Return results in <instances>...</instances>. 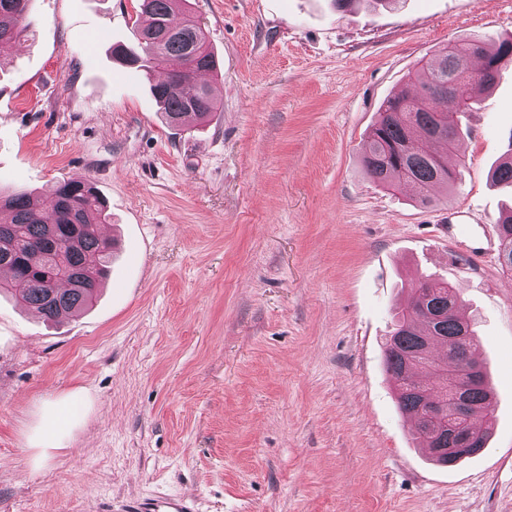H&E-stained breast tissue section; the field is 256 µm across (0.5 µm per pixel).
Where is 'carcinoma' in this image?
Segmentation results:
<instances>
[{
  "label": "carcinoma",
  "mask_w": 512,
  "mask_h": 512,
  "mask_svg": "<svg viewBox=\"0 0 512 512\" xmlns=\"http://www.w3.org/2000/svg\"><path fill=\"white\" fill-rule=\"evenodd\" d=\"M186 2L141 0L147 26L138 30L139 51L121 48L130 63L148 73H163L151 91L170 127L203 121L216 109L211 87L201 81L216 70V60L201 25L186 13ZM31 3L0 0V57L26 31ZM453 46L422 66L414 96L401 91L383 102L362 155L363 169L375 183L387 189L408 183L422 206L436 201L435 190L451 191L454 172L448 158L461 137L460 115L474 109L499 71L512 65V36L461 40ZM172 59L182 63L181 69L165 67ZM492 178L512 189V155L494 169ZM49 193L54 205L48 211L26 195L0 197V268L11 273V280L0 282V290L13 292L24 306L53 320L92 304L107 277L112 241L99 231L110 213L92 187L63 179L53 182ZM497 224L500 245L512 261V209L501 213ZM458 302V288L426 279L411 289L407 306L397 313L385 367L395 381L400 410L417 423L445 401L456 374L473 363L478 351L474 335L456 314ZM434 337L448 345L441 357L431 351ZM417 368L427 370L429 378L412 374ZM460 399L469 408L467 447L451 455L440 453L435 438L420 425L414 429L416 439L441 465L452 466L486 447L489 428L475 415L493 413L489 387L482 383L465 388Z\"/></svg>",
  "instance_id": "1"
}]
</instances>
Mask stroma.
Instances as JSON below:
<instances>
[{"mask_svg":"<svg viewBox=\"0 0 512 512\" xmlns=\"http://www.w3.org/2000/svg\"><path fill=\"white\" fill-rule=\"evenodd\" d=\"M218 108L172 129L136 47L138 0H34L0 62V195L83 179L112 264L44 321L0 294V512H512V270L454 252L512 192V66L461 118L447 200L416 206L361 158L379 109L450 41L512 34V0H189ZM457 284L494 390L480 455L430 461L384 366L424 276ZM450 215L454 217V219L450 221L451 224L456 225L448 226V240L459 242L464 246H466L467 242H470L469 255L475 262H480L487 258L493 251L494 245L492 240L486 238V240L481 244H476L471 240L472 238L467 227L462 226L467 223H463V221L459 219L460 217H463L464 214H462V212H452ZM125 507L127 512H190L191 510L184 500L177 499L134 500Z\"/></svg>","mask_w":512,"mask_h":512,"instance_id":"35a3bbf8","label":"stroma"}]
</instances>
